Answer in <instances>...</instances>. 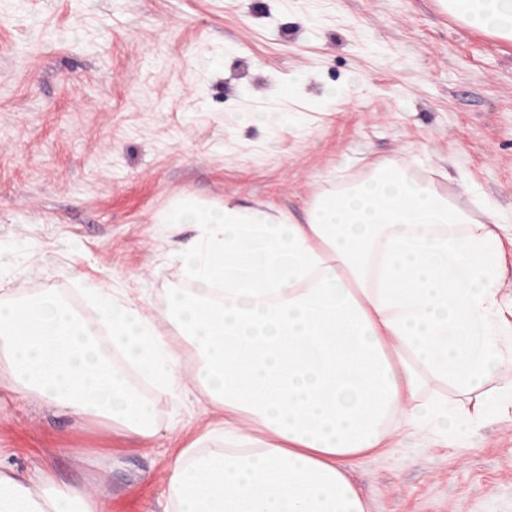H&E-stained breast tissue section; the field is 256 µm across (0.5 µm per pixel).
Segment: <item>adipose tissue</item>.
Returning <instances> with one entry per match:
<instances>
[{
    "mask_svg": "<svg viewBox=\"0 0 512 512\" xmlns=\"http://www.w3.org/2000/svg\"><path fill=\"white\" fill-rule=\"evenodd\" d=\"M446 6L512 42V0ZM165 221L201 234L178 254L193 288L169 291L160 316L97 285L85 289L92 318L51 292L0 299V378L50 407L145 442L154 404L131 373L207 400L218 418L175 459L165 512H366L345 465L387 447L390 418L476 424L512 402L500 296L512 225L461 208L418 179L413 160L321 193L300 222L229 201ZM492 374V401L423 396L431 377L469 395ZM0 512H105V502L93 483L24 474L0 456Z\"/></svg>",
    "mask_w": 512,
    "mask_h": 512,
    "instance_id": "adipose-tissue-1",
    "label": "adipose tissue"
}]
</instances>
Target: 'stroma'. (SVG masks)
<instances>
[{"label":"stroma","instance_id":"1","mask_svg":"<svg viewBox=\"0 0 512 512\" xmlns=\"http://www.w3.org/2000/svg\"><path fill=\"white\" fill-rule=\"evenodd\" d=\"M413 156L462 207L512 218V42L441 0H0V296L87 281L152 311L198 234L165 216L224 201L302 220L331 172ZM156 436L0 387L22 472L97 475L110 512H163L166 475L213 420L154 395ZM368 512H512V406L454 438L347 465Z\"/></svg>","mask_w":512,"mask_h":512}]
</instances>
